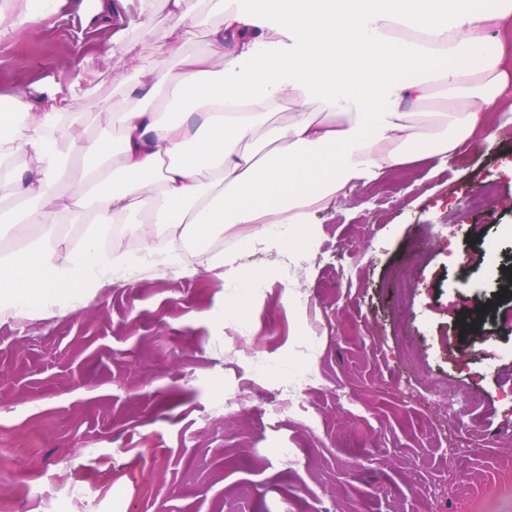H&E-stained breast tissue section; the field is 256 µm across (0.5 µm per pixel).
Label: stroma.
<instances>
[{"label":"stroma","instance_id":"stroma-1","mask_svg":"<svg viewBox=\"0 0 512 512\" xmlns=\"http://www.w3.org/2000/svg\"><path fill=\"white\" fill-rule=\"evenodd\" d=\"M90 11L57 0L0 40V105L82 74L86 132L115 140L101 107L148 57L135 7L97 32ZM311 229L301 252H244L265 272L244 311L224 269L145 265L61 312L0 313V512H512L493 453L512 445V124Z\"/></svg>","mask_w":512,"mask_h":512}]
</instances>
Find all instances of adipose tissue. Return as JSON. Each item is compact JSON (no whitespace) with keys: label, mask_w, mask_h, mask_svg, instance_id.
<instances>
[{"label":"adipose tissue","mask_w":512,"mask_h":512,"mask_svg":"<svg viewBox=\"0 0 512 512\" xmlns=\"http://www.w3.org/2000/svg\"><path fill=\"white\" fill-rule=\"evenodd\" d=\"M170 35L145 49L156 62L126 83L112 116L119 142L76 133L81 78L42 92L39 105L0 112V223L26 243L0 257V310L64 307L102 274L135 262L112 229L138 219L156 265L187 276L234 265L215 249L226 229L259 225L258 240L292 251L324 202L406 163L452 161L457 145L492 144L490 114L512 104V0H165ZM215 18L205 48L178 35ZM177 60L178 72L163 68ZM447 101L434 132L402 103ZM285 123L271 122L282 107ZM32 158L19 169L18 155ZM65 182L69 191L55 193ZM81 225L60 244L61 227Z\"/></svg>","instance_id":"adipose-tissue-1"}]
</instances>
